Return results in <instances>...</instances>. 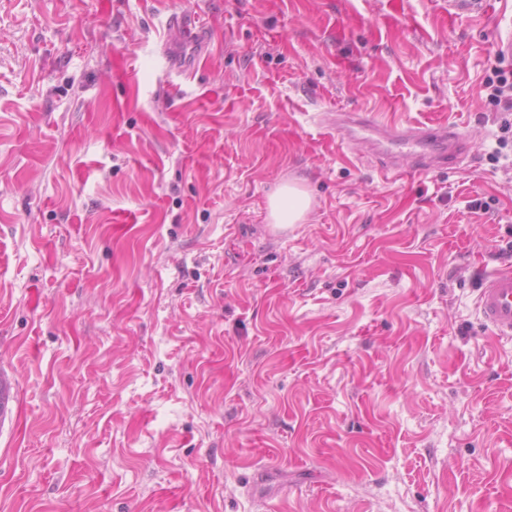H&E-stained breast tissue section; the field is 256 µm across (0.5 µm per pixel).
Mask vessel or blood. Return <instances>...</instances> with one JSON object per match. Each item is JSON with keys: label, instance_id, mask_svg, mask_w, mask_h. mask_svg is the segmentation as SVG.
<instances>
[{"label": "vessel or blood", "instance_id": "b4317fda", "mask_svg": "<svg viewBox=\"0 0 512 512\" xmlns=\"http://www.w3.org/2000/svg\"><path fill=\"white\" fill-rule=\"evenodd\" d=\"M172 26L184 31L178 42L179 54L191 56L196 47L194 18L173 14ZM334 129L339 141L362 136L372 140L383 157V173L400 177L423 173L438 165L458 168L467 159L470 141L460 129L442 123H418L406 127L382 124L360 112H344ZM479 307L485 324L498 335H512V273H494L482 281ZM16 392L13 375L0 371V420L12 411Z\"/></svg>", "mask_w": 512, "mask_h": 512}]
</instances>
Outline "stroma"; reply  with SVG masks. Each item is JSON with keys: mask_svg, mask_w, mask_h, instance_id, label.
<instances>
[{"mask_svg": "<svg viewBox=\"0 0 512 512\" xmlns=\"http://www.w3.org/2000/svg\"><path fill=\"white\" fill-rule=\"evenodd\" d=\"M208 49L162 53L172 13ZM502 0H0V512H512ZM466 131L383 178L333 113ZM311 197L298 224L270 195ZM492 74L485 83L490 90V100L503 112H512V74L506 76L500 70H494ZM307 193L295 184H285L270 197L268 218L273 224H297L310 208ZM479 307L485 324L498 335H512V273H493L482 280ZM15 392L14 376L5 371H0V420L11 414Z\"/></svg>", "mask_w": 512, "mask_h": 512, "instance_id": "obj_1", "label": "stroma"}]
</instances>
